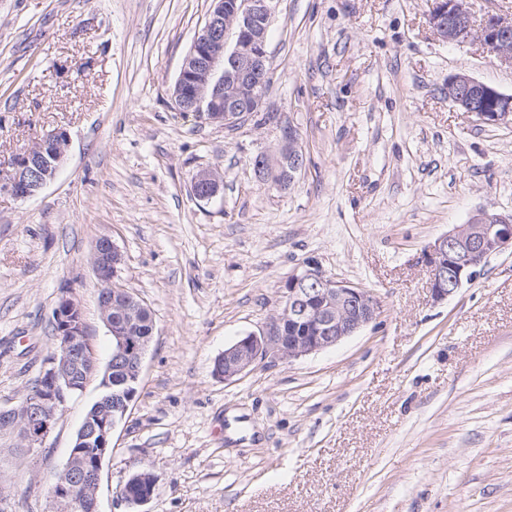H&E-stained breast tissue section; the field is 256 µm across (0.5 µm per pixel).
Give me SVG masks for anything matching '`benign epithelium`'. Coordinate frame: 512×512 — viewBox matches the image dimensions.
<instances>
[{"label":"benign epithelium","mask_w":512,"mask_h":512,"mask_svg":"<svg viewBox=\"0 0 512 512\" xmlns=\"http://www.w3.org/2000/svg\"><path fill=\"white\" fill-rule=\"evenodd\" d=\"M203 28L186 54L172 89L185 112L227 128L245 124L261 111L265 92L260 77L269 61L268 31L280 0H212ZM428 21L442 42L464 45L480 41L487 52L512 65V15L488 12L476 23L468 0H431ZM448 101L488 125L512 123V94H506L466 72L448 78ZM69 145L68 134L58 130L37 142L19 158L7 183L0 186L17 199L36 195L53 181ZM256 176L286 187L305 168L306 155L291 126L282 128L277 155L260 153L252 161ZM223 189V178L210 168L199 170L191 195L208 203ZM512 252V216L479 210L467 223L442 235L424 254L430 268L432 294L441 301L471 281L476 269L492 255ZM123 259L108 237L99 239L90 263L103 283L98 305L101 319L112 335V363L129 373L120 380L104 377L106 394L95 413L84 419L77 448H94V469L86 472L70 458L51 489L55 512H71L82 503L98 512L100 474L112 444V433L134 400L149 337L142 325H153L147 306L121 288L116 279ZM379 303L367 288L337 279L315 259L299 266L281 289L277 312L259 331L239 337L215 359L212 375L231 382L260 364L286 362L336 346L376 319ZM61 346L42 368L40 392L14 407L0 408V418L29 447L43 444L71 395L85 388L74 372L94 362L79 304L61 299L54 311Z\"/></svg>","instance_id":"obj_1"}]
</instances>
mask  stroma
<instances>
[{
    "label": "stroma",
    "instance_id": "35a3bbf8",
    "mask_svg": "<svg viewBox=\"0 0 512 512\" xmlns=\"http://www.w3.org/2000/svg\"><path fill=\"white\" fill-rule=\"evenodd\" d=\"M429 0H280L265 103L228 129L171 97L212 0H0V179L66 130L54 181L0 191V407L55 348L62 297L82 309L99 367L112 354L95 242L155 330L137 394L112 433L99 512H512V254L435 300L423 254L477 210L512 215V124L444 95L449 76L512 93L479 42L439 41ZM293 126L307 163L282 189L250 164ZM217 170L211 202L189 193ZM316 259L367 288L377 318L335 347L235 381L214 359L259 331L288 277ZM98 380L45 446L0 439V506L52 512ZM151 500L120 488L139 467ZM223 189V178L210 168L199 170L191 184V195L199 202L208 203L216 198Z\"/></svg>",
    "mask_w": 512,
    "mask_h": 512
}]
</instances>
